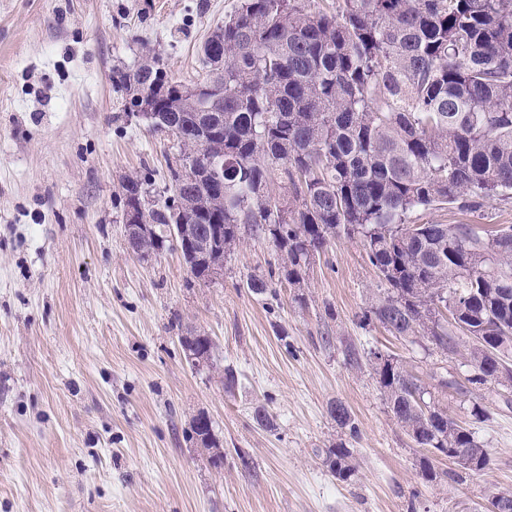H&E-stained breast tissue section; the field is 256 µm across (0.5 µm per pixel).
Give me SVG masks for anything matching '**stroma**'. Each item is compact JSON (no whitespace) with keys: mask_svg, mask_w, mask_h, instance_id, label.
<instances>
[{"mask_svg":"<svg viewBox=\"0 0 512 512\" xmlns=\"http://www.w3.org/2000/svg\"><path fill=\"white\" fill-rule=\"evenodd\" d=\"M236 3L0 0V512H489L512 491V386L445 397L490 462L458 482L438 458L444 479L424 481V451L393 420L369 354L400 357L425 381L440 367L464 381L469 357L360 325L380 286L360 240L332 241L302 288L279 282L263 298L242 283L277 267L265 239L243 234L206 283L178 251L145 262L126 249L123 182L149 177L158 198L177 147L124 111L112 71L148 46L174 79L200 83L202 45ZM412 219L512 224V202ZM182 328L212 336L213 367L187 363ZM335 401L358 439L330 418ZM259 407L274 428L257 425ZM201 412L221 467L185 437ZM342 442L345 481L326 461Z\"/></svg>","mask_w":512,"mask_h":512,"instance_id":"35a3bbf8","label":"stroma"}]
</instances>
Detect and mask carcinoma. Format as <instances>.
Segmentation results:
<instances>
[{
    "instance_id": "cac0c4a2",
    "label": "carcinoma",
    "mask_w": 512,
    "mask_h": 512,
    "mask_svg": "<svg viewBox=\"0 0 512 512\" xmlns=\"http://www.w3.org/2000/svg\"><path fill=\"white\" fill-rule=\"evenodd\" d=\"M206 75L197 90L148 50L112 71L125 110L154 103L156 130L174 136L170 195L142 212V233L127 225L126 248L141 258L180 251L190 273L211 271L248 226L271 242L281 263L253 276L256 296L274 282L302 287L308 265L332 239L358 238L384 287L361 322L403 339L422 338L438 353L471 342L467 382L512 375V225L413 224L434 206L476 211L512 200V0H239L202 47ZM201 112L213 113L224 142V196L189 176L185 157ZM278 171L293 188V209L269 191ZM190 222L187 250L172 227ZM188 363L213 366L211 337H180ZM396 423L419 448L457 465L440 473L422 459L421 475H479L489 456L471 428L448 415L418 375L393 355L374 369ZM328 413L353 439L348 408ZM189 440L219 466L222 442L200 413ZM351 452L327 450L341 480Z\"/></svg>"
}]
</instances>
